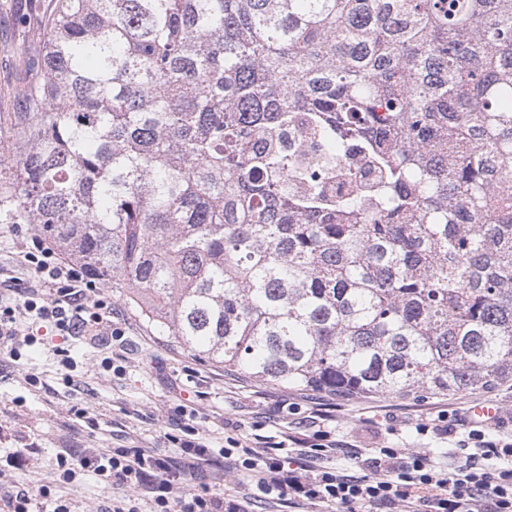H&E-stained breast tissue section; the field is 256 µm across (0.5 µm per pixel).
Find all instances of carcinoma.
<instances>
[{"label": "carcinoma", "mask_w": 512, "mask_h": 512, "mask_svg": "<svg viewBox=\"0 0 512 512\" xmlns=\"http://www.w3.org/2000/svg\"><path fill=\"white\" fill-rule=\"evenodd\" d=\"M18 66L0 223L157 335L339 396L512 378V0H54Z\"/></svg>", "instance_id": "carcinoma-1"}]
</instances>
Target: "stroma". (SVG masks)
Segmentation results:
<instances>
[{"label": "stroma", "mask_w": 512, "mask_h": 512, "mask_svg": "<svg viewBox=\"0 0 512 512\" xmlns=\"http://www.w3.org/2000/svg\"><path fill=\"white\" fill-rule=\"evenodd\" d=\"M52 0H0V88L18 77L15 47L27 38ZM37 231L31 224H0V302H23L34 286V274L21 253ZM97 295L112 304V323L124 330L127 344L117 370L101 361L110 350L101 341L62 340L44 333L41 343L21 347L20 358L0 353V468L13 449L32 446L29 461L0 478V512L18 486L51 489L50 501L71 512H101L112 499L129 495V488L107 485L87 472L72 482L60 481L57 456L68 448H145L178 458L170 440L182 426L194 427L211 446L224 447L225 422H233L241 442L261 446L293 436L314 444L317 432L335 435L360 448L405 446L436 448L434 438L418 435L417 423L437 411L469 408L478 401L495 402L500 425L512 430V385L430 397H340L324 391L255 380L202 361L169 338L156 335L130 304L128 292L100 282ZM68 349L75 368L62 366L54 350ZM194 408L180 416L178 405ZM326 409L323 419H310L312 405ZM89 408L90 418L76 415Z\"/></svg>", "instance_id": "1"}]
</instances>
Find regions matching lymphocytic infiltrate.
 Listing matches in <instances>:
<instances>
[{
	"mask_svg": "<svg viewBox=\"0 0 512 512\" xmlns=\"http://www.w3.org/2000/svg\"><path fill=\"white\" fill-rule=\"evenodd\" d=\"M46 286L23 304L0 305V348L18 356L37 341L31 324L59 336L99 330L110 340L124 332L112 324V305L93 297L95 278L59 256L44 241L23 254ZM180 461L144 448H90L79 458L59 457L63 481L76 469L104 482L151 495L152 512H248L241 500L211 493L208 469L224 458L252 479L251 501L275 499L295 512H512V437L470 424L452 448L461 458L448 468L430 452L411 448H359L330 440L313 448L283 444L254 448L228 438L213 448L203 439L181 440Z\"/></svg>",
	"mask_w": 512,
	"mask_h": 512,
	"instance_id": "obj_1",
	"label": "lymphocytic infiltrate"
}]
</instances>
